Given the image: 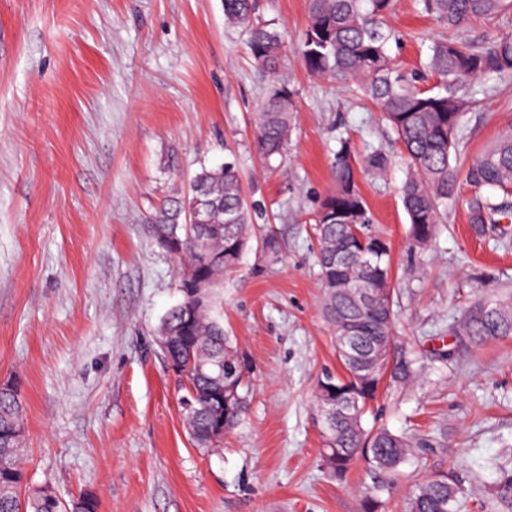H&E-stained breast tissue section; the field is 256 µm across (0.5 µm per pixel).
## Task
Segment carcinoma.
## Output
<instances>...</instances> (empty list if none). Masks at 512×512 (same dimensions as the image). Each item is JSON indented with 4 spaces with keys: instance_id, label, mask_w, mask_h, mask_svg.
Instances as JSON below:
<instances>
[{
    "instance_id": "carcinoma-1",
    "label": "carcinoma",
    "mask_w": 512,
    "mask_h": 512,
    "mask_svg": "<svg viewBox=\"0 0 512 512\" xmlns=\"http://www.w3.org/2000/svg\"><path fill=\"white\" fill-rule=\"evenodd\" d=\"M393 0H309L308 23L296 47L307 71L314 77L354 85L374 103L396 134L406 163L402 204L409 221V245L424 249L435 238L448 201L458 192V176L464 175L471 194L465 199L468 222L475 231L507 237L512 224V128L504 131L485 152L465 162L459 150L464 117L477 102L476 83L512 74V35H502L484 45L454 39L436 41L430 47L426 69L434 76L433 87L423 89L414 73L402 70L389 52L391 33L385 21ZM424 11L437 23L457 28L469 19L495 20L512 11V0H423ZM254 0H224V20L248 34V48L255 63L276 73L285 50L277 31L255 21ZM296 103L284 85L272 84L257 113V148L270 159L288 150ZM390 160L376 149L367 154L365 166L376 175L387 172ZM335 187L316 211V258L322 288L320 311L332 335H342L354 324V350L362 356L375 340L394 336L393 306L359 307L349 288L354 279L375 287L391 279L390 247L370 232L372 218L359 191L350 149L340 141L332 163ZM210 211L197 224L186 221L193 202ZM354 218L352 229L344 216ZM156 245L187 263L193 278H179L180 300L167 310L157 332L177 336L161 349L193 392L191 411L184 414L188 434L202 445L217 439L222 446L224 429H233L248 405V376L218 378L223 364L237 366L245 360L224 331L221 312L211 291L224 273L234 269L253 237L251 214L243 196L241 174L233 162L203 167L190 182L188 197L168 199L145 219ZM448 335L458 342L477 343L512 336V304L479 300L471 304ZM342 372L326 370L318 379L317 393L338 402L358 404L356 415L339 419L324 439L321 464L338 481L351 466L364 460L388 475L387 483L362 496V512H381L380 493L386 491L399 467L420 457L427 440L396 434L383 427L366 428L364 418L377 399L383 378L364 375L356 365L340 359ZM413 363L392 360L388 384L413 381ZM26 407L18 388L0 392V512H98L91 495L63 503L45 488L23 490L20 466ZM464 488L455 473H438L415 485L405 512H461ZM489 512H512V471L495 485Z\"/></svg>"
}]
</instances>
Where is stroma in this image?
<instances>
[{
  "label": "stroma",
  "mask_w": 512,
  "mask_h": 512,
  "mask_svg": "<svg viewBox=\"0 0 512 512\" xmlns=\"http://www.w3.org/2000/svg\"><path fill=\"white\" fill-rule=\"evenodd\" d=\"M286 48L276 75L254 62L224 0H0V380L26 401L27 482L98 512H360L379 480L356 462L337 482L319 461L315 393L340 363L319 299L314 215L348 139L357 182L389 244L394 354L414 383L388 389L367 422L429 442L401 466L385 512L412 486L459 475L465 512H484L512 471V337L450 349L448 327L477 300L512 294V244L477 235L449 205L430 246H408L406 168L379 109L308 74L295 51L308 0H257ZM392 54L418 68L445 37L420 0H395ZM294 93L287 153L264 162L253 115L272 80ZM460 144L477 156L512 126V76L483 80ZM382 148L386 175L367 171ZM234 155L254 226L271 230L214 298L250 365L251 397L220 448L189 439L185 384L155 343L179 294V262L145 216L201 166Z\"/></svg>",
  "instance_id": "35a3bbf8"
}]
</instances>
